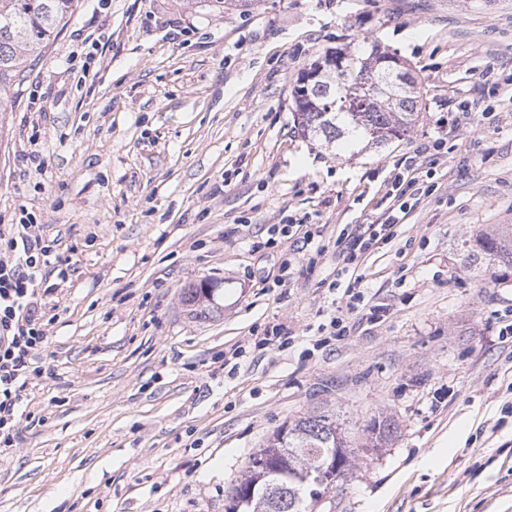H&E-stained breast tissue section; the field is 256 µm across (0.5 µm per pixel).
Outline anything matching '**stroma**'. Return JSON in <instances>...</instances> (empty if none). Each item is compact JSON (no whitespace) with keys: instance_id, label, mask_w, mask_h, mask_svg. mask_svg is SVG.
Segmentation results:
<instances>
[{"instance_id":"35a3bbf8","label":"stroma","mask_w":512,"mask_h":512,"mask_svg":"<svg viewBox=\"0 0 512 512\" xmlns=\"http://www.w3.org/2000/svg\"><path fill=\"white\" fill-rule=\"evenodd\" d=\"M371 42L412 65L422 110L337 155L295 128L291 87L317 50ZM510 73L512 0H79L0 103V225L30 213L71 265L41 299L0 512H225L272 434L326 409L359 455L316 512H512V282L462 249L512 225V92H490ZM443 136L348 311L328 288L338 234L379 221L395 163ZM288 216L324 251L284 280L290 240L251 242ZM204 280L219 310L194 319L182 292ZM335 316L350 335L316 346ZM274 324L290 348H255ZM385 418L391 440L366 447Z\"/></svg>"}]
</instances>
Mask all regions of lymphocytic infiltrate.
<instances>
[{
    "label": "lymphocytic infiltrate",
    "instance_id": "1",
    "mask_svg": "<svg viewBox=\"0 0 512 512\" xmlns=\"http://www.w3.org/2000/svg\"><path fill=\"white\" fill-rule=\"evenodd\" d=\"M445 145L436 140L430 155L407 157L398 164L390 193L393 204L380 223L344 228L336 239L339 275H347L382 245L390 243L411 210L410 199L427 194L435 154ZM55 242L34 234L27 224L0 225V447L8 448L21 433L23 391L38 370L32 360L42 344L43 314L38 298L51 275L67 277Z\"/></svg>",
    "mask_w": 512,
    "mask_h": 512
}]
</instances>
